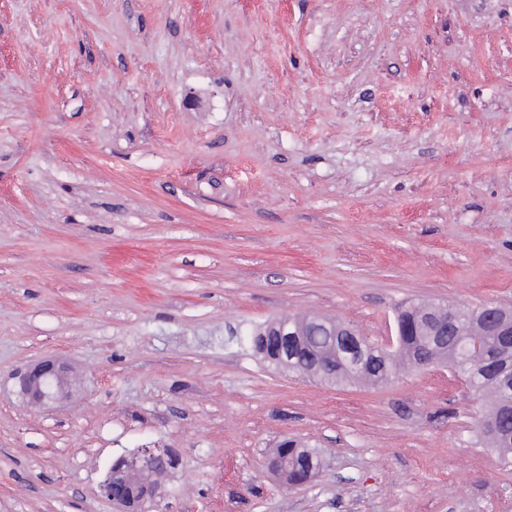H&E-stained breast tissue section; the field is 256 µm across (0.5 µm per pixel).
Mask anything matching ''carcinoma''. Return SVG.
Instances as JSON below:
<instances>
[{
    "instance_id": "1",
    "label": "carcinoma",
    "mask_w": 512,
    "mask_h": 512,
    "mask_svg": "<svg viewBox=\"0 0 512 512\" xmlns=\"http://www.w3.org/2000/svg\"><path fill=\"white\" fill-rule=\"evenodd\" d=\"M483 307L482 303L470 307L472 317L462 321L461 327L448 336V362L459 359L453 372L484 401V418L497 423L499 436L494 438L484 434L482 439L507 464L512 460V347H505L500 337L491 332L481 315ZM286 318L304 325V336H283L277 341L266 335L267 326L264 325L247 335V341L253 352L266 362L274 354L276 343H281L288 350L289 371L301 377L309 376L319 359L334 354L336 361L333 365L341 372H351L361 380L380 385L383 383L381 366L386 359L401 368L417 361L420 352L427 357H443L441 350L433 348L427 337L419 334L418 311L411 304L401 305L396 310V339L391 349L369 340L360 344L350 342L348 337L339 335L327 319L312 322L296 314H288ZM272 455L285 458L287 469L279 479L291 483L317 472L322 450L299 448L286 440L273 450ZM171 465L173 456L168 452L161 466L142 474L141 485L127 487L124 493L143 498L145 488L155 487L150 476Z\"/></svg>"
}]
</instances>
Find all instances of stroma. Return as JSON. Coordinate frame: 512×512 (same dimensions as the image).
<instances>
[{"label":"stroma","mask_w":512,"mask_h":512,"mask_svg":"<svg viewBox=\"0 0 512 512\" xmlns=\"http://www.w3.org/2000/svg\"><path fill=\"white\" fill-rule=\"evenodd\" d=\"M512 307V0H0V512H512L445 368L261 364L288 313L392 342L405 301ZM70 368L42 405L16 372ZM326 466L289 489L284 439ZM164 451L166 453L165 462L162 463L161 466L157 467L156 469L148 470L146 472L144 471L151 467H155L157 464H159V461L162 456L159 453L160 451L157 450V448H145L143 450V453L141 455H138V457L134 458L132 462L129 464V466L122 471L112 470V465L120 467L124 463L123 458H119L118 460H116L106 471L102 481L99 484V491L101 497L108 500L109 502L120 501L121 503H124L125 501L118 498L116 493L117 489L123 487L124 485H127L128 482H131L135 474L144 472L142 474V484L140 486H134L132 488L126 487L124 489L125 495H132L134 493L137 495V499L143 498L146 486L156 488L155 483L150 480V476L164 471L167 465H173L172 454L166 449Z\"/></svg>","instance_id":"1"}]
</instances>
